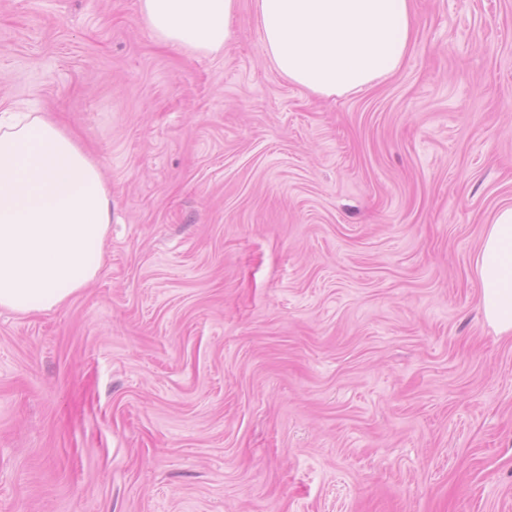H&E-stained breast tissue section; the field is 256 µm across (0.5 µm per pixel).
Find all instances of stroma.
I'll return each instance as SVG.
<instances>
[{
	"mask_svg": "<svg viewBox=\"0 0 512 512\" xmlns=\"http://www.w3.org/2000/svg\"><path fill=\"white\" fill-rule=\"evenodd\" d=\"M374 88L214 56L138 0H0V108L112 198L63 307L0 309V512H512V338L472 261L512 204V0H416Z\"/></svg>",
	"mask_w": 512,
	"mask_h": 512,
	"instance_id": "1",
	"label": "stroma"
}]
</instances>
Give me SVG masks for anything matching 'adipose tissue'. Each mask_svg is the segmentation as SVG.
I'll return each instance as SVG.
<instances>
[{
  "mask_svg": "<svg viewBox=\"0 0 512 512\" xmlns=\"http://www.w3.org/2000/svg\"><path fill=\"white\" fill-rule=\"evenodd\" d=\"M239 0H138L154 40L223 51ZM266 56L290 84L331 97L399 70L416 34L413 0H256ZM112 221L100 168L49 117L0 113V308L28 316L68 303L98 274ZM486 322L512 337V204L473 258Z\"/></svg>",
  "mask_w": 512,
  "mask_h": 512,
  "instance_id": "obj_1",
  "label": "adipose tissue"
}]
</instances>
